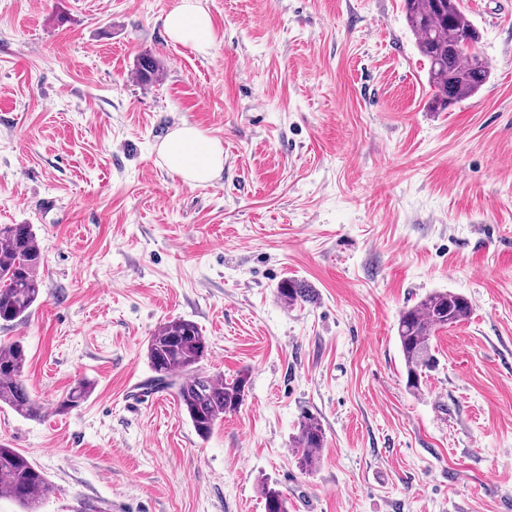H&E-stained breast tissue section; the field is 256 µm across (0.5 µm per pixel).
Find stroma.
<instances>
[{
	"label": "stroma",
	"instance_id": "1",
	"mask_svg": "<svg viewBox=\"0 0 512 512\" xmlns=\"http://www.w3.org/2000/svg\"><path fill=\"white\" fill-rule=\"evenodd\" d=\"M177 2L0 0V224L43 258L0 326L43 412L0 406V445L45 474L41 512H264L266 484L288 512H512V0H461L491 75L442 112L403 0H202L204 53L167 37ZM183 124L221 140L213 183L159 158ZM287 277L313 301L281 303ZM438 290L472 312L413 392L398 320ZM174 318L204 373L250 377L205 439L148 385ZM294 445L301 450V463L305 469L312 468L320 460L325 436L316 419L304 418L294 437Z\"/></svg>",
	"mask_w": 512,
	"mask_h": 512
}]
</instances>
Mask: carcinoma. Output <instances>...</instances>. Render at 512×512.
<instances>
[{"label": "carcinoma", "mask_w": 512, "mask_h": 512, "mask_svg": "<svg viewBox=\"0 0 512 512\" xmlns=\"http://www.w3.org/2000/svg\"><path fill=\"white\" fill-rule=\"evenodd\" d=\"M409 27L416 36L420 54L428 63V81L434 87L433 103L448 109L475 95L490 77L488 63L476 64L478 30L460 8L459 0H404ZM41 252L31 224L0 225V321L24 320L38 301L41 291ZM281 302L292 306L313 299L305 282L293 278L277 286ZM471 313L469 300L451 291L427 295L400 315L397 337L406 371V386L421 389L427 372L437 358L432 336L435 330L458 324ZM208 344L198 325L175 318L161 324L150 337L147 359L154 372L153 382L163 389H175L181 411L197 435L206 438L224 415L237 411L245 400L248 376L243 372L232 380H219L201 371L199 364ZM26 353L19 342L0 345V403L16 413L33 417L41 406L21 381ZM88 394L79 384L59 401V407L78 406ZM306 469L320 460L324 432L316 419L306 417L294 437ZM0 492L17 501L24 512H38L52 487L47 478L24 454L0 445ZM265 512H288L283 494L270 486L263 488Z\"/></svg>", "instance_id": "1"}]
</instances>
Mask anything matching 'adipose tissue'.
<instances>
[{
	"mask_svg": "<svg viewBox=\"0 0 512 512\" xmlns=\"http://www.w3.org/2000/svg\"><path fill=\"white\" fill-rule=\"evenodd\" d=\"M172 42L206 52L212 43V22L201 0H179L164 18ZM158 154L167 169L184 183L201 186L219 178L224 168V147L220 140L206 137L195 127L183 125L160 142Z\"/></svg>",
	"mask_w": 512,
	"mask_h": 512,
	"instance_id": "ef3b65f1",
	"label": "adipose tissue"
}]
</instances>
